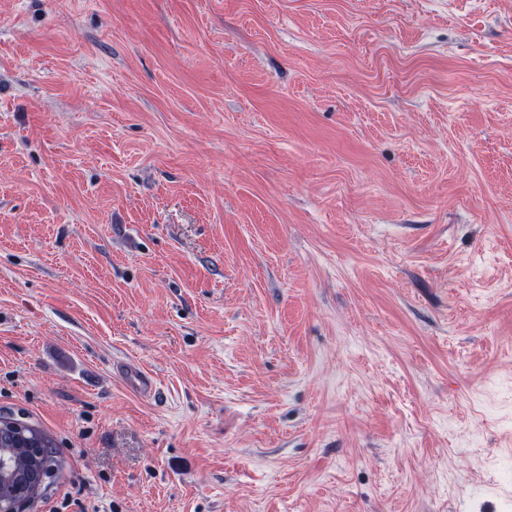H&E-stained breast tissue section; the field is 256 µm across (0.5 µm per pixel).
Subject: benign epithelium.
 <instances>
[{
    "instance_id": "7a95c632",
    "label": "benign epithelium",
    "mask_w": 512,
    "mask_h": 512,
    "mask_svg": "<svg viewBox=\"0 0 512 512\" xmlns=\"http://www.w3.org/2000/svg\"><path fill=\"white\" fill-rule=\"evenodd\" d=\"M11 448H0V512H28L54 474L46 449L18 422L9 424Z\"/></svg>"
}]
</instances>
